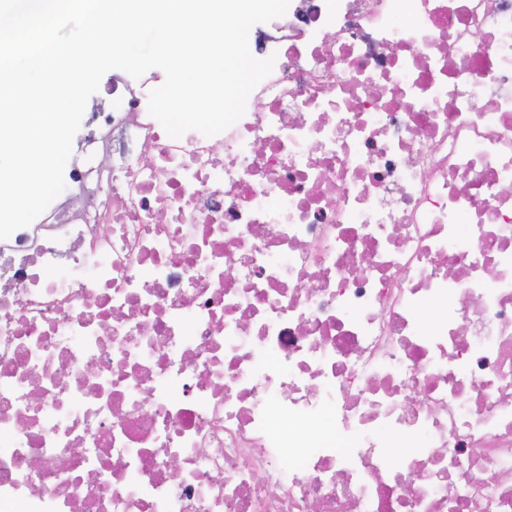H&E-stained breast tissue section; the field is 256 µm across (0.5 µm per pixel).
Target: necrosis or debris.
Segmentation results:
<instances>
[{"mask_svg":"<svg viewBox=\"0 0 512 512\" xmlns=\"http://www.w3.org/2000/svg\"><path fill=\"white\" fill-rule=\"evenodd\" d=\"M302 3L0 240V512H512V0Z\"/></svg>","mask_w":512,"mask_h":512,"instance_id":"4bbe7bcc","label":"necrosis or debris"}]
</instances>
